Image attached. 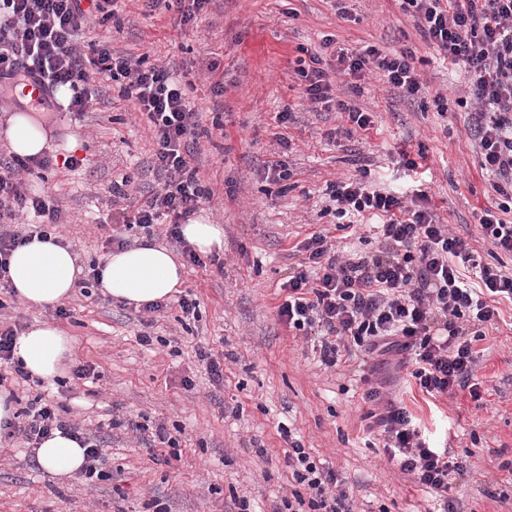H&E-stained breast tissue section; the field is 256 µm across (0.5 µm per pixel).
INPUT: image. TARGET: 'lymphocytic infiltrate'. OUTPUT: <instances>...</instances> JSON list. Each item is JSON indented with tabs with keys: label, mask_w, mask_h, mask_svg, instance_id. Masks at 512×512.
<instances>
[{
	"label": "lymphocytic infiltrate",
	"mask_w": 512,
	"mask_h": 512,
	"mask_svg": "<svg viewBox=\"0 0 512 512\" xmlns=\"http://www.w3.org/2000/svg\"><path fill=\"white\" fill-rule=\"evenodd\" d=\"M424 38L463 65L469 76L473 110L468 131L476 141L480 165L497 195L494 208L478 217L490 245L512 255V0H462L447 8L443 0H406ZM116 0H0V86L17 78L38 82L46 96L59 87L73 95L72 114L88 112L97 100L95 81L118 83L122 97L133 100L154 142L153 169L158 187L124 218L123 233L109 243L127 246V230L166 224L169 237L179 238L186 223L213 192L204 186L196 165L200 153L201 115L191 107L187 90L164 67L145 66L143 60L113 53L106 41L84 42L97 19L116 15ZM411 51L390 54L369 46L340 52L341 74L351 76L350 91L367 73H383L393 89L412 97L421 90ZM318 56L296 70L302 93L311 109L335 105L359 129L373 124L370 113L354 103L333 101L329 74ZM54 162L10 155L0 158V224L16 222L25 213L37 221L27 234L0 227V281L9 257L28 236L47 239L65 223L66 215L50 196L32 194L30 177L40 176ZM367 169L358 176L329 185L327 195L336 219L369 215L378 218V248L371 254L339 253L326 235L312 234L302 250L306 257L280 286L285 298L277 315L288 327L311 334L323 332L321 362L335 367L341 354L367 358L387 354L409 358L411 372L423 393L433 398L470 386L477 367L476 341L482 327L500 317L498 301H512V271L477 262L465 237L438 223L422 206L424 191L373 188ZM17 427L29 448H39L53 431L64 430L85 448L86 478H93L106 457L94 433L64 421L56 405L34 399ZM378 428L385 453L398 459L415 484L445 500L455 478L466 467L447 451L430 447L421 427L404 407L367 411ZM289 449L285 459L298 488L283 499L284 512H355L353 500L333 470L319 466L303 443L283 429Z\"/></svg>",
	"instance_id": "obj_1"
}]
</instances>
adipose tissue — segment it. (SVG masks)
Here are the masks:
<instances>
[{
  "label": "adipose tissue",
  "instance_id": "adipose-tissue-1",
  "mask_svg": "<svg viewBox=\"0 0 512 512\" xmlns=\"http://www.w3.org/2000/svg\"><path fill=\"white\" fill-rule=\"evenodd\" d=\"M1 133L11 151L20 156H38L47 148L45 130L26 112L12 113ZM99 271L103 294L137 307L173 297L184 277V266L171 250L148 242L112 251ZM81 272L74 252L50 240L34 239L18 246L9 259L14 296L37 306L68 299ZM72 350V340L64 331L44 324L18 338L15 357L30 376L51 381L62 375ZM37 459L54 476H72L84 466L85 450L73 437L57 430L42 442Z\"/></svg>",
  "mask_w": 512,
  "mask_h": 512
}]
</instances>
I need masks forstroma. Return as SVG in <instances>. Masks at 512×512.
<instances>
[{
    "instance_id": "obj_1",
    "label": "stroma",
    "mask_w": 512,
    "mask_h": 512,
    "mask_svg": "<svg viewBox=\"0 0 512 512\" xmlns=\"http://www.w3.org/2000/svg\"><path fill=\"white\" fill-rule=\"evenodd\" d=\"M115 8L117 21L99 33L114 51L171 68L209 130L200 139L199 176L214 195L200 214L223 226L224 251L186 267L182 292L199 304L194 318L173 298L147 314L96 287L74 291L64 318L56 307L30 306L0 290V317L27 329L60 327L75 339L70 364L94 368L84 384L11 374L0 389L14 394L16 409L39 397L62 403L67 420L99 428L111 474L63 480L35 464L18 440L0 439V512H238L243 495L251 512H278L293 484L282 425L346 481L357 512H437L434 494L381 447L368 446L361 416L370 386L405 405L466 465L448 492L455 512H512V302H500L498 326L475 344L478 396L460 390L441 399L422 393L394 356L366 382L347 367L322 365L319 336L301 335L277 315L279 285L312 233L376 250L367 226L340 231L336 217L321 213L328 185L361 166L370 168L374 187L423 190L439 222L468 238L483 263L512 270V257L492 251L477 221L495 194L467 133L469 110L457 103L468 94L464 69L424 40L402 0H210L188 25L177 12L147 11L143 0H117ZM366 46L413 50L419 94L402 97L373 72L353 97L372 112L369 129H350L335 109L309 111L299 58L319 55L339 96L349 78L337 70L338 52ZM215 74L224 78L219 98L211 92ZM284 110L296 121L280 123ZM35 117L48 133L49 154L92 158L81 170L57 164L46 179L28 180L33 193L57 197L73 216L61 239L89 268L107 254L100 221L118 218L157 184L148 123L108 82L84 117L53 107ZM282 138L289 153L281 151ZM408 157L420 159L417 171L405 167ZM279 159L288 179L262 178L263 166ZM125 179L129 199L113 197L112 183ZM143 335L151 344L140 343ZM202 349L220 361L223 379L208 373ZM163 434L178 440V456L160 442Z\"/></svg>"
}]
</instances>
